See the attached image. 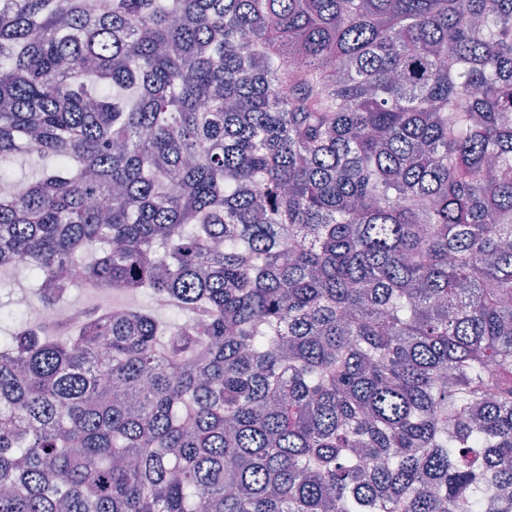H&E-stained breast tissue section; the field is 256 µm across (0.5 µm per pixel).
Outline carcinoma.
I'll use <instances>...</instances> for the list:
<instances>
[{
	"mask_svg": "<svg viewBox=\"0 0 512 512\" xmlns=\"http://www.w3.org/2000/svg\"><path fill=\"white\" fill-rule=\"evenodd\" d=\"M0 512H512V0H0ZM82 276L66 272L76 263ZM29 274L27 270L18 269L0 274V305L3 311L20 307V302L31 298L29 291ZM71 307L87 306H136L146 307L150 304L149 298L145 295H130L120 291H100L87 288H75L72 290L68 301Z\"/></svg>",
	"mask_w": 512,
	"mask_h": 512,
	"instance_id": "obj_1",
	"label": "carcinoma"
}]
</instances>
